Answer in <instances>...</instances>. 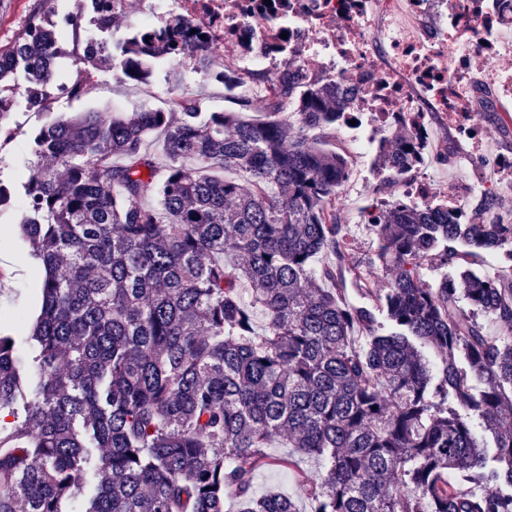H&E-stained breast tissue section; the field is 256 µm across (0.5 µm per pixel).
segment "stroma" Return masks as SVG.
Segmentation results:
<instances>
[{
	"instance_id": "obj_1",
	"label": "stroma",
	"mask_w": 512,
	"mask_h": 512,
	"mask_svg": "<svg viewBox=\"0 0 512 512\" xmlns=\"http://www.w3.org/2000/svg\"><path fill=\"white\" fill-rule=\"evenodd\" d=\"M75 0H0V46L10 43L25 26L28 18L45 9L59 12L73 10ZM145 0H124L112 23L111 33H102L91 24H84L78 35H65L66 54L57 61L60 82H71L76 76V60L87 42H100L106 36L120 38L130 24L143 13ZM88 82L102 85L101 94H86L70 98L67 93L56 96L55 112H140L175 95L197 98L201 111H241L247 116H258L264 111V87L248 81L234 92L205 80L197 63L179 66L161 61L155 64L149 82H119L112 77L111 67L87 69ZM16 134L6 146L0 148V182L15 185L22 180L31 162L29 135L44 122V115L30 110L24 98H16L13 107ZM330 146L342 148L351 169V176L341 188L345 203L341 207L344 225L350 242L352 261L365 263L377 251V242L361 220L360 209L369 205L381 179L372 160H360L353 152V140L343 130H336L328 138ZM23 212L22 198H15L11 208L0 212V328L15 335H24L27 326L24 316H35L40 306L42 273L29 256V247L21 238L17 224ZM268 453L274 457L273 465L260 468L255 475V490L266 494L279 492L298 502L306 500L305 478L315 477L319 464L310 458H300L299 474L277 466L276 460L288 456L282 441H275Z\"/></svg>"
}]
</instances>
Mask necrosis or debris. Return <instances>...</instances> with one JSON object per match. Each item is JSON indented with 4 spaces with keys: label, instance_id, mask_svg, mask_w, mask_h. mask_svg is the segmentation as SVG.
I'll use <instances>...</instances> for the list:
<instances>
[{
    "label": "necrosis or debris",
    "instance_id": "obj_1",
    "mask_svg": "<svg viewBox=\"0 0 512 512\" xmlns=\"http://www.w3.org/2000/svg\"><path fill=\"white\" fill-rule=\"evenodd\" d=\"M195 24L214 45L249 46V63L275 81L283 67L317 76L347 93L366 156L370 137L410 126L425 164L453 159L462 182L416 173L400 183L401 197L463 209L473 197L512 190V153L489 152L478 115V89L512 104V74L496 68L512 56V0H147L139 25L159 27L170 13ZM480 57L485 69L473 73Z\"/></svg>",
    "mask_w": 512,
    "mask_h": 512
}]
</instances>
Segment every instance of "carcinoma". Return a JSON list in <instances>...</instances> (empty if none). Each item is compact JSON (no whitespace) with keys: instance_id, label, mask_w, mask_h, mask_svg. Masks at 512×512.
I'll use <instances>...</instances> for the list:
<instances>
[{"instance_id":"carcinoma-1","label":"carcinoma","mask_w":512,"mask_h":512,"mask_svg":"<svg viewBox=\"0 0 512 512\" xmlns=\"http://www.w3.org/2000/svg\"><path fill=\"white\" fill-rule=\"evenodd\" d=\"M104 7L77 0L109 34ZM185 26L172 14L110 51L91 42L81 63L109 60L136 82L159 60L209 64L212 46L188 43ZM66 30H80L73 12L37 13L0 47V147L18 94L49 109ZM209 76L228 91L244 82L229 69ZM266 101L262 119L180 96L166 110L60 114L31 132L26 179L0 182V211L23 197L20 235L43 269L23 338L32 357L0 332V413L24 411L0 423V512H69L93 448L95 493L81 512H224L228 496L238 512H512V224L483 222L498 200L464 214L373 199L378 251L349 266L367 302L349 303L336 192L350 169L311 136L344 124L345 97L287 68ZM400 130L379 139L381 175L416 169L413 130ZM486 251L504 275L474 269ZM434 265L457 274L433 286ZM478 314L502 334L487 335ZM282 436L322 462L307 511L253 492L261 467L297 465L268 455Z\"/></svg>"}]
</instances>
